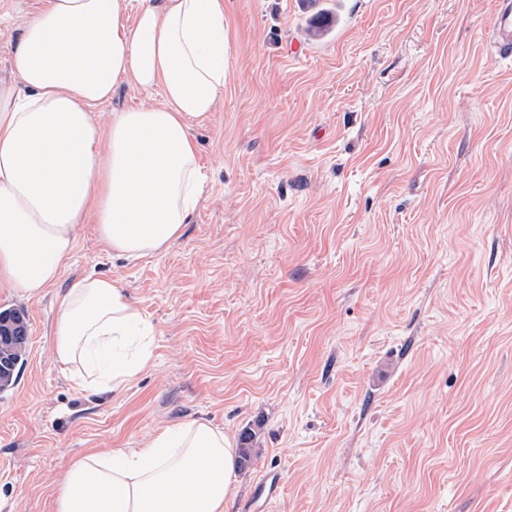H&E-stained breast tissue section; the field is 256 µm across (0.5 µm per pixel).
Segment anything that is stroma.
Segmentation results:
<instances>
[{
  "mask_svg": "<svg viewBox=\"0 0 512 512\" xmlns=\"http://www.w3.org/2000/svg\"><path fill=\"white\" fill-rule=\"evenodd\" d=\"M494 0H224L229 75L193 125L200 203L126 259L95 224L23 310L0 392V512H55L64 464L210 422L257 455L228 512H512V63ZM42 0H0V78ZM307 50L291 56L292 41ZM117 280L151 325L120 392L54 356L56 296ZM492 46L505 61H512V1L497 0L492 26ZM29 342L17 341L12 344L2 342L0 346V390L12 386L19 370L26 361Z\"/></svg>",
  "mask_w": 512,
  "mask_h": 512,
  "instance_id": "35a3bbf8",
  "label": "stroma"
}]
</instances>
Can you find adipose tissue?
<instances>
[{
  "mask_svg": "<svg viewBox=\"0 0 512 512\" xmlns=\"http://www.w3.org/2000/svg\"><path fill=\"white\" fill-rule=\"evenodd\" d=\"M45 0L0 79V284L27 298L60 277L78 225L95 220L112 253L140 258L180 236L202 182L193 124L224 93V0ZM162 102L96 110L120 86ZM149 323L116 281L83 276L57 298L55 356L78 385L118 389L150 353L125 352ZM108 349L101 368L96 352ZM236 444L203 421L160 430L138 448L91 453L65 469L55 512H226Z\"/></svg>",
  "mask_w": 512,
  "mask_h": 512,
  "instance_id": "adipose-tissue-1",
  "label": "adipose tissue"
}]
</instances>
